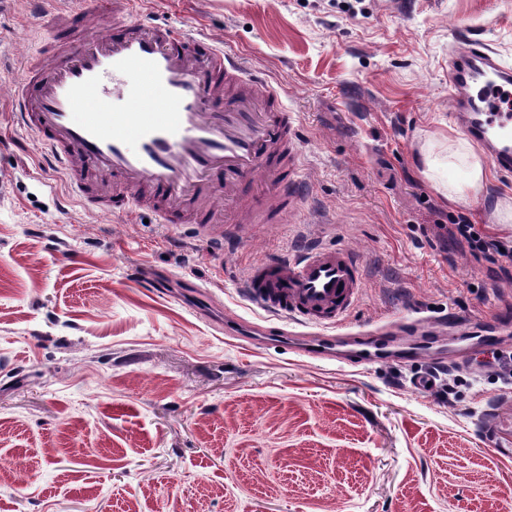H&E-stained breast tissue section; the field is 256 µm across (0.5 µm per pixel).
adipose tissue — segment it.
<instances>
[{"label": "adipose tissue", "instance_id": "obj_1", "mask_svg": "<svg viewBox=\"0 0 512 512\" xmlns=\"http://www.w3.org/2000/svg\"><path fill=\"white\" fill-rule=\"evenodd\" d=\"M450 159L462 164L465 168L464 181L458 182L444 177L446 162ZM422 163V173L425 178L438 193L451 201H459L469 194L485 190L489 181L487 168L481 155L464 139L449 143L448 155L444 158L435 154L433 150H423Z\"/></svg>", "mask_w": 512, "mask_h": 512}]
</instances>
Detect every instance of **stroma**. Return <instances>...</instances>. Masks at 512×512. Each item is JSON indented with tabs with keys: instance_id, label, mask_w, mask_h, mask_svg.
I'll use <instances>...</instances> for the list:
<instances>
[{
	"instance_id": "1",
	"label": "stroma",
	"mask_w": 512,
	"mask_h": 512,
	"mask_svg": "<svg viewBox=\"0 0 512 512\" xmlns=\"http://www.w3.org/2000/svg\"><path fill=\"white\" fill-rule=\"evenodd\" d=\"M138 19L223 40L296 112L302 207L224 232L68 194L11 116L57 21L0 11V512H512V378L492 358L340 365L243 341L274 321L242 284L259 260L319 246L359 259L346 331L421 317L491 325L512 264L476 260L459 213L491 235L490 195L449 204L423 147L464 137L448 97L460 43L512 64V0H146ZM163 276L152 288L144 271ZM430 374V390L413 388Z\"/></svg>"
}]
</instances>
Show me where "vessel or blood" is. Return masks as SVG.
I'll return each instance as SVG.
<instances>
[{
  "label": "vessel or blood",
  "instance_id": "1",
  "mask_svg": "<svg viewBox=\"0 0 512 512\" xmlns=\"http://www.w3.org/2000/svg\"><path fill=\"white\" fill-rule=\"evenodd\" d=\"M118 2L125 16L116 33L90 43L74 38L87 14L71 11L52 50L25 67L13 91L16 123L34 135L67 190L110 214L142 206L163 224L188 220L219 243L228 226L287 221L301 200L303 151L280 93L223 43L132 21L134 0ZM486 72L497 80L495 94L512 83V66L484 45L463 44L450 57L448 95L471 137L496 141L493 163L508 175L512 113L468 112L465 89ZM223 199L235 205L232 218L222 216ZM361 285L358 259L336 249L258 262L243 288L266 313L309 328L303 354L345 363L328 331L342 325Z\"/></svg>",
  "mask_w": 512,
  "mask_h": 512
}]
</instances>
